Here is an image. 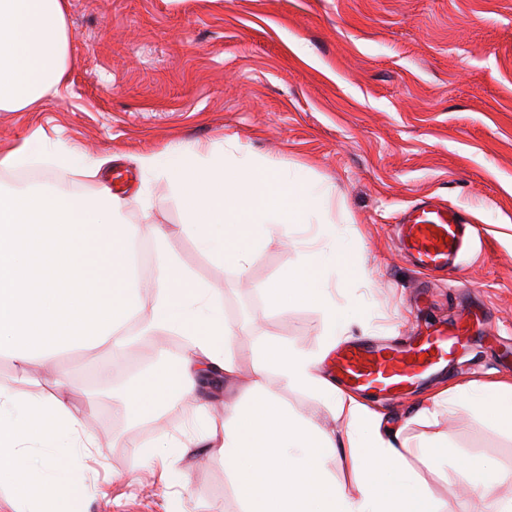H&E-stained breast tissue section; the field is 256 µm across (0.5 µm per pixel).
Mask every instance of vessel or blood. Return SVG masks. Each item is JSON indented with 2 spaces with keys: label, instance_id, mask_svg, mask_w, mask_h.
<instances>
[{
  "label": "vessel or blood",
  "instance_id": "obj_1",
  "mask_svg": "<svg viewBox=\"0 0 512 512\" xmlns=\"http://www.w3.org/2000/svg\"><path fill=\"white\" fill-rule=\"evenodd\" d=\"M474 231L461 212L432 200L420 201L402 215L400 251L419 268L438 272L455 266ZM474 334L470 322L457 319L416 337L402 347L356 342L337 350L332 366L340 381L356 391L397 395L421 379L444 372Z\"/></svg>",
  "mask_w": 512,
  "mask_h": 512
}]
</instances>
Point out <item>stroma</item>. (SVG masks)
<instances>
[{
    "mask_svg": "<svg viewBox=\"0 0 512 512\" xmlns=\"http://www.w3.org/2000/svg\"><path fill=\"white\" fill-rule=\"evenodd\" d=\"M69 26L65 89L42 111L0 112V151L37 131L48 148L111 156L98 179L69 184L87 191L106 182L131 201L125 223L171 229L170 249L223 305L233 330L228 354L244 375L267 342L315 350L324 341L320 308L282 311L267 295L318 247L319 227L294 225L239 276L179 233L181 205L137 158L220 139L303 170L329 188L328 216L365 268V279L346 287L337 273L325 280L338 306L369 311L367 331L354 339L402 342L459 316L480 330L445 373L370 403L408 423L410 446L447 442L448 465L426 476L441 512L473 508L453 473L461 455L504 471L495 495L512 496V435L473 409L410 421L422 399L457 381L512 376V0H70ZM427 198L481 229L445 275L410 265L396 240L399 213ZM145 371L104 348L25 374L0 363V379L30 393L64 378L73 412L90 418L99 454L77 463L92 489L81 512H238L220 457L174 460L185 483L167 487L137 455L189 419L178 411L128 420L119 393Z\"/></svg>",
    "mask_w": 512,
    "mask_h": 512,
    "instance_id": "35a3bbf8",
    "label": "stroma"
}]
</instances>
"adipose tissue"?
<instances>
[{
	"instance_id": "adipose-tissue-1",
	"label": "adipose tissue",
	"mask_w": 512,
	"mask_h": 512,
	"mask_svg": "<svg viewBox=\"0 0 512 512\" xmlns=\"http://www.w3.org/2000/svg\"><path fill=\"white\" fill-rule=\"evenodd\" d=\"M70 0H0V112H38L58 95L66 81L71 41ZM51 159L61 172L105 161L75 150L48 153L42 137L0 154V170H16ZM143 170L164 177L180 201L190 235L213 261L247 272L255 255L290 226H322V248L291 269L270 288L274 307L283 299L313 302L326 315V340L308 351L273 343L255 353L251 380L224 404L223 418L198 406L189 434L163 439L147 458L161 457L160 479L171 484L173 458L194 451L220 456L240 500V512H439L432 491L409 464L403 426L384 423L363 398L341 390L319 365L337 337L354 320L324 288L329 271L342 283L359 281L365 269L341 243V234L325 210L327 190L298 171H286L249 155L225 157L223 142L205 152L168 148L139 158ZM25 200L32 213L53 219V237L69 247L68 280L93 288L96 309L81 315L69 336L48 335L44 298L31 286L33 253L19 233L15 204ZM127 199L98 184L77 195L63 184L0 188V360L22 370L65 350L100 347L118 353L161 333L184 336L193 351L181 362L140 376L122 397L128 416L138 420L181 409L195 398L211 374L234 381L238 369L227 355L231 329L224 308L210 286L171 255L164 229L124 223ZM153 241L163 261L152 282V315L135 324L144 285L136 270L134 244ZM277 374L284 387L315 393L332 418L343 421V435L321 426L315 417L284 407L269 386ZM50 395L31 394L0 382V477L26 472L38 494H17L13 512H76L74 502L90 489L76 475L71 460L90 456L95 446L88 419L74 414L67 383L55 381ZM471 406L501 431L512 433V377L489 382H458L416 407L419 421L440 410ZM36 417L48 421L44 436L26 434ZM344 464L352 486L337 482L333 471ZM455 473L468 483L479 504L490 512H512V497L494 495L497 475L460 457Z\"/></svg>"
}]
</instances>
